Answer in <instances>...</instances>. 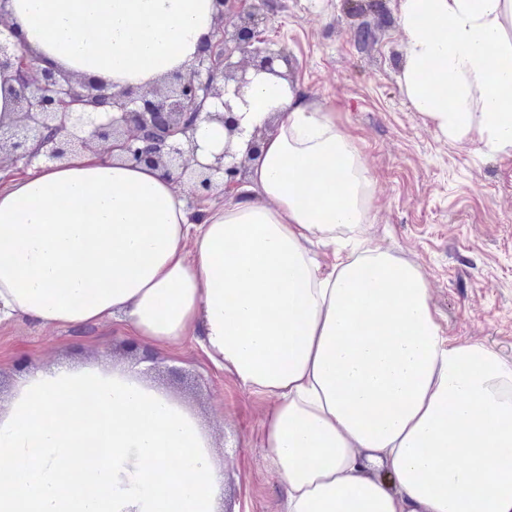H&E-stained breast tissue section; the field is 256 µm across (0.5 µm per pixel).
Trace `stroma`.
Here are the masks:
<instances>
[{
  "instance_id": "stroma-1",
  "label": "stroma",
  "mask_w": 512,
  "mask_h": 512,
  "mask_svg": "<svg viewBox=\"0 0 512 512\" xmlns=\"http://www.w3.org/2000/svg\"><path fill=\"white\" fill-rule=\"evenodd\" d=\"M268 18L266 48L286 51L300 93L334 110L375 178L365 234L423 274L444 336L481 340L512 361V156L485 157L479 143L453 142L415 112L402 89L406 37L400 0L350 9L345 0H253ZM369 30L355 41L356 27ZM128 339L111 321L44 327L24 318L0 323V369L9 401L23 365L67 363L124 370ZM162 372L145 383L196 413L224 467V512H283L264 429L274 401L216 369L193 337L154 345Z\"/></svg>"
}]
</instances>
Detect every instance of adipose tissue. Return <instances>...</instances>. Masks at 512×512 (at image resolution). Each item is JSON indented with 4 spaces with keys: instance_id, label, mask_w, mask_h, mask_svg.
Returning <instances> with one entry per match:
<instances>
[{
    "instance_id": "obj_1",
    "label": "adipose tissue",
    "mask_w": 512,
    "mask_h": 512,
    "mask_svg": "<svg viewBox=\"0 0 512 512\" xmlns=\"http://www.w3.org/2000/svg\"><path fill=\"white\" fill-rule=\"evenodd\" d=\"M24 45L74 78L187 71L212 0H9ZM402 83L449 140L512 154V0H401ZM253 195L193 223L160 169L96 145L0 172V321L105 318L132 342L198 337L278 404L265 428L285 512H512V362L442 333L420 269L364 237L374 177L335 112L279 78ZM0 512H217L199 419L136 372L32 370L0 411Z\"/></svg>"
}]
</instances>
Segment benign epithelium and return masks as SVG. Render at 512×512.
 <instances>
[{
    "label": "benign epithelium",
    "mask_w": 512,
    "mask_h": 512,
    "mask_svg": "<svg viewBox=\"0 0 512 512\" xmlns=\"http://www.w3.org/2000/svg\"><path fill=\"white\" fill-rule=\"evenodd\" d=\"M214 6V31L198 47L189 72L175 71L148 89L82 83L61 70L17 60L0 43V71L15 68L19 85L17 116L0 124V169L6 156L12 166L21 160L27 166L37 157L58 162L97 141L112 143L129 164L157 166L175 184L189 183L194 198L211 195L218 176L226 194L243 185L245 164L259 155L272 125L255 129L240 153L233 149L234 139L244 134L236 109L247 105L245 88L260 74L288 78L276 69L288 58L256 46L268 19L249 0H214ZM228 15L238 19L231 30L223 24ZM87 107L109 109L108 120L85 118ZM203 123L224 128V147L204 161L197 139ZM87 125L92 130L86 136Z\"/></svg>",
    "instance_id": "1"
}]
</instances>
